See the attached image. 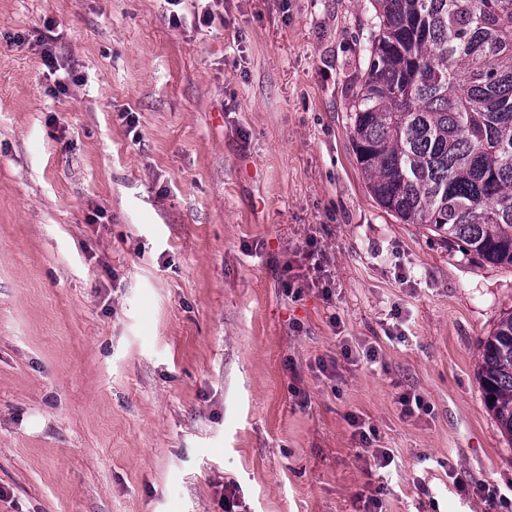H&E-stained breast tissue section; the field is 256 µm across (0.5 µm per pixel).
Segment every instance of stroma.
I'll return each instance as SVG.
<instances>
[{
  "instance_id": "stroma-1",
  "label": "stroma",
  "mask_w": 512,
  "mask_h": 512,
  "mask_svg": "<svg viewBox=\"0 0 512 512\" xmlns=\"http://www.w3.org/2000/svg\"><path fill=\"white\" fill-rule=\"evenodd\" d=\"M366 2L212 0L206 27L200 0L177 26L167 0H0V512L512 499L479 379L512 270L369 195L349 120ZM311 237L333 297L294 301ZM407 392L429 413L402 415Z\"/></svg>"
}]
</instances>
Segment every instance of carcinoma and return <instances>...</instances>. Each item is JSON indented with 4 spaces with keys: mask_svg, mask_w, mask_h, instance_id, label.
I'll use <instances>...</instances> for the list:
<instances>
[{
    "mask_svg": "<svg viewBox=\"0 0 512 512\" xmlns=\"http://www.w3.org/2000/svg\"><path fill=\"white\" fill-rule=\"evenodd\" d=\"M350 108L376 203L479 268L512 269V0H369ZM485 406L512 441V312L481 342Z\"/></svg>",
    "mask_w": 512,
    "mask_h": 512,
    "instance_id": "carcinoma-1",
    "label": "carcinoma"
}]
</instances>
